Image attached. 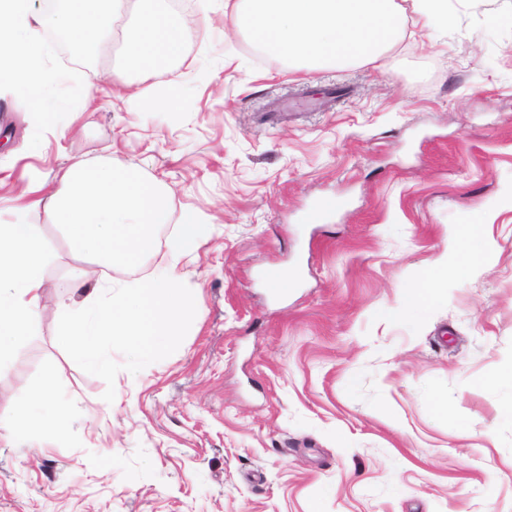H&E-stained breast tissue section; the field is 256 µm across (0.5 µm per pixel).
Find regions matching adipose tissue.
Wrapping results in <instances>:
<instances>
[{"label": "adipose tissue", "mask_w": 512, "mask_h": 512, "mask_svg": "<svg viewBox=\"0 0 512 512\" xmlns=\"http://www.w3.org/2000/svg\"><path fill=\"white\" fill-rule=\"evenodd\" d=\"M156 2L132 0L138 20L124 33L129 64L144 71L156 70L177 54L183 29L181 16L158 8ZM411 13L431 26L448 24L447 0H236L231 22L257 36L274 55L320 66L381 60L387 46L403 36ZM166 202L157 182L116 158L74 161L33 202L62 230L69 250L81 261L73 281L83 295L72 304L59 301L58 336L93 371L111 370L115 344L142 359L162 357L188 323L190 304L173 285V267L134 282H116L102 274L106 268L137 267L153 251L156 227L167 215ZM488 220L484 214L479 223L453 231L446 251L406 289L404 311L428 315L438 301L440 282L458 268L463 255H471L479 269L489 262L493 242L482 234ZM47 259L36 225L20 219L0 222V369L16 359L23 339L37 330L46 300ZM67 423L48 374L23 398L11 433L18 441L36 431L56 436L65 432Z\"/></svg>", "instance_id": "obj_1"}]
</instances>
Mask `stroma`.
<instances>
[{
  "mask_svg": "<svg viewBox=\"0 0 512 512\" xmlns=\"http://www.w3.org/2000/svg\"><path fill=\"white\" fill-rule=\"evenodd\" d=\"M179 52L142 75L120 0L105 75L30 148L0 95V209L77 159L120 158L170 189L133 280L175 265L191 317L156 360L112 349L88 370L59 343L56 296L79 299L58 229L36 335L0 370V512H512V0H448L406 23L383 64L307 68L262 52L215 0L186 10ZM345 209L317 224L330 196ZM494 207L497 257L442 282L428 320L388 317L448 243ZM206 227L171 257L180 224ZM295 274L285 289L264 271ZM53 372L59 438L10 430ZM459 404L467 418L441 405Z\"/></svg>",
  "mask_w": 512,
  "mask_h": 512,
  "instance_id": "35a3bbf8",
  "label": "stroma"
}]
</instances>
